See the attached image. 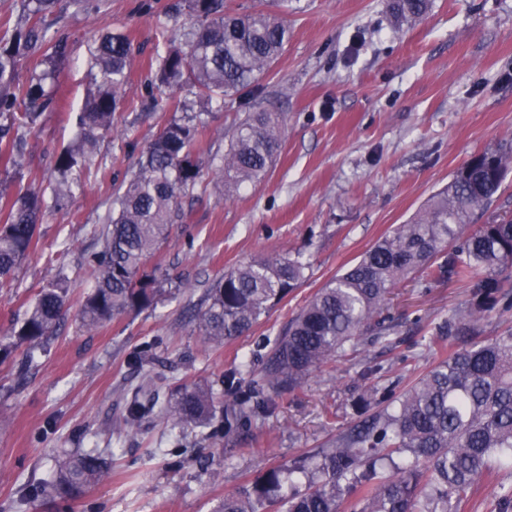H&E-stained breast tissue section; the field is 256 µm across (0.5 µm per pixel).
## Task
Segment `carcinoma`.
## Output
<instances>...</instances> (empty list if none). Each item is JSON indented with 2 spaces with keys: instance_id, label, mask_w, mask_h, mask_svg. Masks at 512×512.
Listing matches in <instances>:
<instances>
[{
  "instance_id": "carcinoma-1",
  "label": "carcinoma",
  "mask_w": 512,
  "mask_h": 512,
  "mask_svg": "<svg viewBox=\"0 0 512 512\" xmlns=\"http://www.w3.org/2000/svg\"><path fill=\"white\" fill-rule=\"evenodd\" d=\"M193 26L185 42L169 43L159 55L154 84L184 91L171 104L149 94L148 109L176 114L142 151L136 171L112 201L99 230L102 248L85 266L91 288L80 301L79 324L96 330L117 316L156 307L181 280L148 271L145 265L184 218L181 199L200 184L204 166L215 168L231 198L247 183L261 181L280 147L283 119L274 112H247L232 132L224 155L206 160L197 150L207 128L206 110L224 97L258 91V80L283 53L290 30L266 11H224V0H188ZM57 0H20L24 21L0 36V166L19 172L24 133L54 107L50 82L58 64L73 52L69 40L50 30L47 15ZM402 17L417 18L428 0H392ZM90 93L79 113L77 139L54 162L48 188L30 187L11 196L0 191V288L11 286L28 256L36 224L51 205L61 208L94 162L98 140L118 132L117 105L129 85L132 66L127 36L106 33L89 48ZM49 69L21 82L23 62ZM512 157L485 151L467 161L427 206L381 237L354 265L319 289L278 336L247 391L236 384V369L225 380L224 433L248 426L264 411L257 397L302 387L307 378L366 336L387 338L393 325L383 315L391 290L402 281L456 279L471 288L472 303L450 317L422 344L438 362L408 389L397 383L375 387L365 407L375 408L363 424L319 448L266 471L224 496L216 512H458L495 464L512 463V330L482 342L464 334L512 289V221L475 223L476 211L491 204ZM308 264L300 256L274 253L239 263L206 290L197 313L200 335L222 345L248 333L271 308L298 288ZM72 280L64 271L44 285L22 320L0 337V364L26 345L19 362L56 335L70 299ZM150 408L134 393L123 430L138 431ZM213 388L184 385L164 404L163 416L180 425L209 428L215 417ZM110 464L89 451L63 458L53 479L38 483L31 496L74 501L106 477ZM309 476L300 490L295 475Z\"/></svg>"
}]
</instances>
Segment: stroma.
<instances>
[{
	"mask_svg": "<svg viewBox=\"0 0 512 512\" xmlns=\"http://www.w3.org/2000/svg\"><path fill=\"white\" fill-rule=\"evenodd\" d=\"M97 3L87 13L59 0L48 16L75 52L57 68L58 108L26 136L21 177L0 170V186L52 177L88 95V49L111 31L128 34L135 51L117 114L126 135L100 140L83 189L38 225L33 251L11 287L0 288V331L23 316L58 265L68 268L71 299L79 301L91 230L170 118L141 102L152 61L191 25L185 0ZM224 7L279 14L291 36L255 98H227L211 113L199 152L223 155L248 110L282 115L280 152L264 180L232 199L211 170L183 198L184 223L147 267L188 280L191 291L93 332L68 318L46 349L34 351L28 371L0 365V512H214L225 494L361 422L355 404L373 387L426 373L435 360L422 355L421 339L470 300L469 288L451 279L402 283L386 309L397 326L391 343L365 342L353 359L316 371L294 393L266 395V413L247 428L227 435L155 411L136 434L116 436L128 398L146 385L167 402L182 385L206 384L225 402V372L264 356L266 339L279 336L319 288L406 222L472 156L512 148V0H430L417 19L395 17L390 0H224ZM273 252L301 253L305 280L251 335L205 343L194 312L206 289L226 269ZM91 449L111 459L112 472L71 507L24 500L29 481L53 479L61 458ZM503 484L512 485L506 464L460 512H500Z\"/></svg>",
	"mask_w": 512,
	"mask_h": 512,
	"instance_id": "obj_1",
	"label": "stroma"
}]
</instances>
